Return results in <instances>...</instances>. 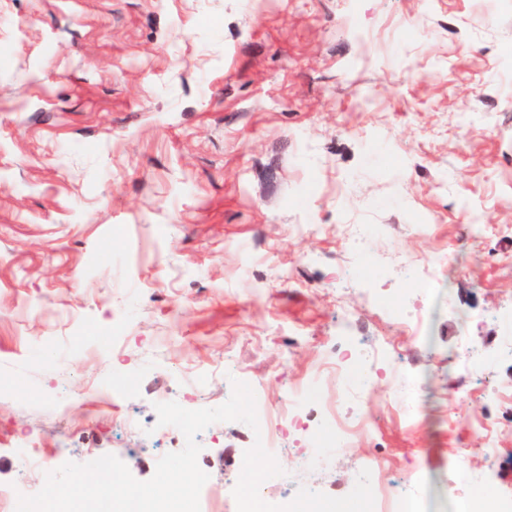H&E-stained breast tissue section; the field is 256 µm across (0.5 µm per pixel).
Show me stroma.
Wrapping results in <instances>:
<instances>
[{"instance_id": "1", "label": "stroma", "mask_w": 512, "mask_h": 512, "mask_svg": "<svg viewBox=\"0 0 512 512\" xmlns=\"http://www.w3.org/2000/svg\"><path fill=\"white\" fill-rule=\"evenodd\" d=\"M426 264L415 338L373 299ZM509 309L512 0H0V512L45 482L16 438L146 481L185 445L155 403L217 407L247 375L276 403L349 346L386 353L342 408L372 433L309 470L288 431L264 497L346 496L374 458L429 512L512 495V432L486 454L469 424L512 409ZM119 376L117 408L87 400ZM198 442L200 505L233 512L252 430ZM404 393L403 401L398 409L400 420L407 426H415L420 422V413L415 399L416 378L410 375L401 380Z\"/></svg>"}]
</instances>
